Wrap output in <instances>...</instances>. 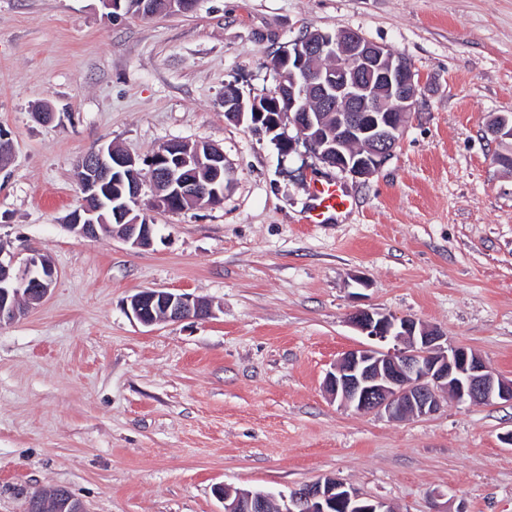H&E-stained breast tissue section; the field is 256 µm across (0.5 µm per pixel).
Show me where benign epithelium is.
Masks as SVG:
<instances>
[{
  "label": "benign epithelium",
  "mask_w": 512,
  "mask_h": 512,
  "mask_svg": "<svg viewBox=\"0 0 512 512\" xmlns=\"http://www.w3.org/2000/svg\"><path fill=\"white\" fill-rule=\"evenodd\" d=\"M319 56L332 60L329 71L311 68V59ZM274 72L276 88L262 101L246 102L234 89L226 90V118L268 134L290 124L296 137L280 142L282 152L291 153L301 142L323 163L354 178L373 175L392 156L419 103L421 80L413 67L355 31L308 33L276 56ZM284 94L288 111L279 112L273 98ZM314 101L336 109V138L323 133ZM195 163L209 168L207 184L176 180L180 171ZM147 165L155 189L147 202L151 209L174 210L185 200L211 207L224 200V153L215 146L170 141L150 156ZM141 173L139 161L110 145L88 150L77 162L82 199L68 214V227L87 238L115 231L135 247L152 246L154 225L140 216L131 218L134 211H142ZM108 207L113 224L101 216ZM56 277L48 254L33 252L18 263L0 248V324L40 304ZM127 308L145 326L211 314V307L192 295L163 290L137 293ZM350 323L374 344L344 353L326 373V393L344 408L383 411L392 419H403L432 415L445 400L512 403V379L499 376L477 353L448 342V337L412 317L357 309ZM217 496L224 512H391L385 502L365 498L332 476L287 493L223 486ZM49 508L88 512L66 492L55 493L50 503L39 492L29 495L26 512Z\"/></svg>",
  "instance_id": "1"
}]
</instances>
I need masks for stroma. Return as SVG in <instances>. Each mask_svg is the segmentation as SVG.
Returning a JSON list of instances; mask_svg holds the SVG:
<instances>
[{
	"label": "stroma",
	"mask_w": 512,
	"mask_h": 512,
	"mask_svg": "<svg viewBox=\"0 0 512 512\" xmlns=\"http://www.w3.org/2000/svg\"><path fill=\"white\" fill-rule=\"evenodd\" d=\"M351 29L405 57L422 96L393 156L359 179L227 120L224 88L275 87L303 32ZM47 107L55 119L32 120ZM512 113V0H198L112 17L101 0H0V246L48 253L46 300L0 326V512L67 489L88 512H224L221 485L326 476L393 512H512V404L391 420L342 409L327 371L368 339L359 308L412 317L512 379V169L487 126ZM220 148L214 207L158 210L151 247L66 225L92 147ZM344 184L307 223L314 181ZM209 303L144 326L143 290ZM310 207L307 222L326 224L339 220L352 205V199L346 189L336 181L325 180L313 185L310 192Z\"/></svg>",
	"instance_id": "obj_1"
}]
</instances>
